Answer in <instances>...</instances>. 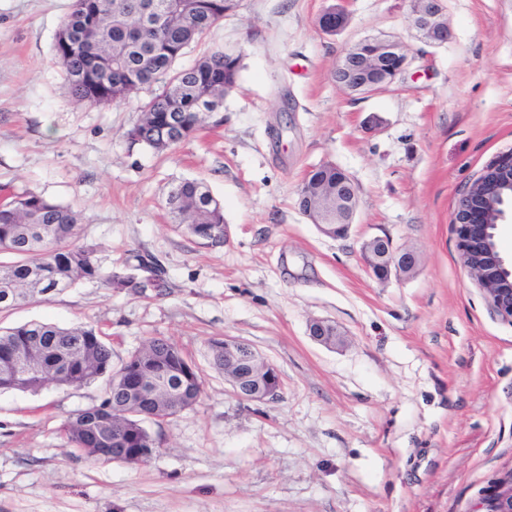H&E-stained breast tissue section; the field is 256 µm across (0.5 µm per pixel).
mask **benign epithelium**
Instances as JSON below:
<instances>
[{
    "label": "benign epithelium",
    "instance_id": "1",
    "mask_svg": "<svg viewBox=\"0 0 512 512\" xmlns=\"http://www.w3.org/2000/svg\"><path fill=\"white\" fill-rule=\"evenodd\" d=\"M443 0H412L411 25L425 42L440 45L448 40L450 31L444 20ZM349 23L346 9L340 5L327 8L320 24L329 32H340ZM408 66L405 45L397 39L366 37L346 49L333 71L336 84L357 95H372L391 85ZM301 211L318 229L332 238L349 235L353 218L359 208V196L354 180L340 167L336 168V183L309 181L300 194ZM512 202V154L490 164L476 185L459 195L455 203L453 226L457 248L463 264L476 275L491 309L512 323V270L500 255L496 230L506 219L507 202ZM363 260L369 274L378 281L391 275L405 276L419 262L418 254L408 248L394 246L387 236H374L362 246ZM312 339L327 344L339 336L336 327L325 320L309 325ZM244 345L224 338V359L235 363L238 370L224 376L235 395L245 401L267 402L275 399L281 389L277 368L254 351L243 361ZM122 381L126 399L139 403L149 396L152 386H165L164 379H149L128 370ZM112 460L130 464L155 453L153 442L146 447L128 450L114 449ZM483 512H512V469L502 473L490 485L483 498Z\"/></svg>",
    "mask_w": 512,
    "mask_h": 512
}]
</instances>
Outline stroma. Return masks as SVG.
Instances as JSON below:
<instances>
[{
    "label": "stroma",
    "instance_id": "35a3bbf8",
    "mask_svg": "<svg viewBox=\"0 0 512 512\" xmlns=\"http://www.w3.org/2000/svg\"><path fill=\"white\" fill-rule=\"evenodd\" d=\"M334 2L225 13L173 64L240 55L223 121L158 154L125 138L152 88L109 107L70 94L54 41L72 0H0V199L72 206L103 267L140 254L161 270L138 293L78 283L0 312V327L95 326L116 366L162 336L204 377L193 409L148 424L158 450L137 465L63 435L104 381L0 393V512H479L512 468V324L463 267L451 225L460 193L512 151V0H444L439 46L411 29L410 0H346L348 26L324 33ZM365 36L397 37L409 58L368 96L332 78ZM324 163L358 188L344 239L296 204ZM185 178L223 206V244L172 223L167 192ZM377 235L418 252L409 277L368 275L361 246ZM315 319L339 342L314 341ZM226 336L275 365L276 399L240 400L210 368L208 343Z\"/></svg>",
    "mask_w": 512,
    "mask_h": 512
}]
</instances>
